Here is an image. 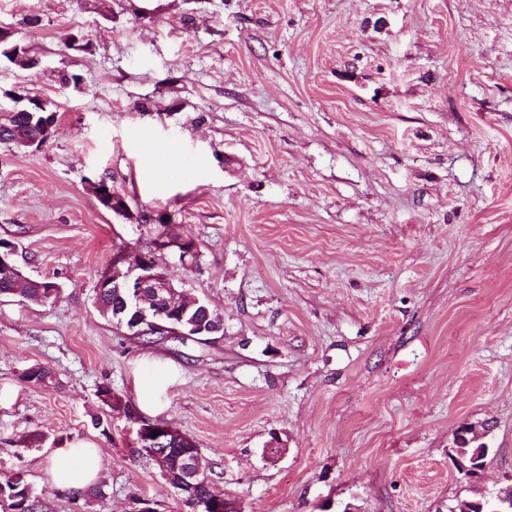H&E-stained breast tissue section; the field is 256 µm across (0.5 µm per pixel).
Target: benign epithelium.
I'll list each match as a JSON object with an SVG mask.
<instances>
[{
    "label": "benign epithelium",
    "instance_id": "obj_1",
    "mask_svg": "<svg viewBox=\"0 0 512 512\" xmlns=\"http://www.w3.org/2000/svg\"><path fill=\"white\" fill-rule=\"evenodd\" d=\"M90 190L99 204L106 210L116 214H126V200L112 192L107 184L101 181L90 183ZM191 240L175 237L167 232H161L153 240V247L160 251L174 250L184 256L190 249ZM16 253L13 244H0V273L13 276L15 270L12 255ZM110 288L120 296L122 303L116 307L112 319L127 325L130 334L143 336L153 333L157 336L185 337L189 332L171 327L164 318L180 319L182 314L177 312L158 311L145 302L146 295L154 297V302H163L176 295L175 284L171 276L158 270L153 252L140 253L134 259H129L125 252H120L113 258L112 272L104 275L96 285V292ZM140 451L148 457L160 470L162 476H167L163 458L169 452L167 445L174 450L182 451L183 464L182 486L186 489L203 482L204 473L197 468L194 456L197 455L196 445L187 436L173 430L164 423L144 422L138 430Z\"/></svg>",
    "mask_w": 512,
    "mask_h": 512
}]
</instances>
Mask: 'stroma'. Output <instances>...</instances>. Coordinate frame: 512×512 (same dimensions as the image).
<instances>
[{"mask_svg": "<svg viewBox=\"0 0 512 512\" xmlns=\"http://www.w3.org/2000/svg\"><path fill=\"white\" fill-rule=\"evenodd\" d=\"M0 29L36 60L0 58V105L58 112L41 147L0 143V239L61 289L0 298V480L23 465L46 512H187L138 451L162 421L245 512H452L512 483V0H0ZM147 138L174 162L142 169ZM162 224L222 334L148 343L96 308ZM464 424L493 427L469 480ZM80 442L102 493L58 495ZM90 190L104 209L116 213L117 215H124L128 212L126 200L119 194L112 192L105 182H91ZM465 428H470V426L462 425L455 434L454 451L466 466L471 467L460 466V473L469 478L484 468L485 464L483 465V463L489 455L490 448L484 438H477L474 434L466 433L458 436L457 434L464 431ZM459 439L462 442H459ZM473 467H481V469Z\"/></svg>", "mask_w": 512, "mask_h": 512, "instance_id": "35a3bbf8", "label": "stroma"}]
</instances>
